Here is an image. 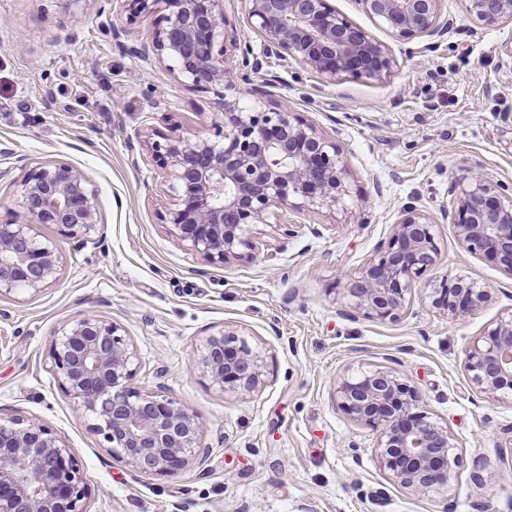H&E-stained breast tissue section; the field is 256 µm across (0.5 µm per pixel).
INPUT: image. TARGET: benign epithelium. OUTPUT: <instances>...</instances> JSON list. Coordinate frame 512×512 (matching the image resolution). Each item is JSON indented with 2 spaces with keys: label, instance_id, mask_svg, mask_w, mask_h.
Instances as JSON below:
<instances>
[{
  "label": "benign epithelium",
  "instance_id": "1",
  "mask_svg": "<svg viewBox=\"0 0 512 512\" xmlns=\"http://www.w3.org/2000/svg\"><path fill=\"white\" fill-rule=\"evenodd\" d=\"M129 22L157 14L151 43H137L112 10L97 15L124 53L145 65L170 62L178 82L206 87L218 98L222 121L215 138L162 134L148 143L167 174L171 193L168 224L184 248L222 266L256 257L253 229L292 224L285 213L331 208L350 194L349 171L340 150L314 124L288 109H267V91L242 87L226 66L241 51L242 66L257 73L270 57H289L326 82L343 74L379 79L394 60L368 31L336 11L330 0H248V21L263 39L260 54L241 46L225 28L224 0H128ZM363 11L394 38L441 36L442 0H358ZM466 12L483 26L512 22V0H465ZM27 223L0 224V298L40 292L55 284L63 259L41 239L37 224L85 238L102 223L97 184L62 160L38 161L19 182ZM455 208L444 213L460 244L479 252L512 276V193L470 170L449 186ZM432 222L410 207L388 244L360 274L341 282L349 306L379 322L396 321L417 280L437 262ZM434 307L458 321L490 300L489 288L465 277H444L433 289ZM123 327L88 312L56 332L51 356L60 387L92 421L110 454L142 475H170L191 460L204 465L203 424L190 409L132 384L136 354ZM212 385L223 392L254 388L262 357L233 330L206 340L198 360ZM464 370L481 392L512 396V314L475 337ZM338 406L375 431L381 464L392 481L415 493L439 488L462 464L454 438L421 405L418 394L390 368L359 372L335 388ZM88 488L78 477L64 439L33 419L0 418V512H86Z\"/></svg>",
  "mask_w": 512,
  "mask_h": 512
}]
</instances>
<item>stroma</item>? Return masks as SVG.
<instances>
[{
  "instance_id": "stroma-1",
  "label": "stroma",
  "mask_w": 512,
  "mask_h": 512,
  "mask_svg": "<svg viewBox=\"0 0 512 512\" xmlns=\"http://www.w3.org/2000/svg\"><path fill=\"white\" fill-rule=\"evenodd\" d=\"M332 4L389 48L390 74L328 84L270 58L248 78L335 138L350 195L296 224L256 226V260L216 266L175 241L165 171L140 142L173 129L213 136V91L119 50L96 0H0V164L15 168L0 181V222H27L17 181L24 163L42 160L85 171L104 222L85 239L38 226L64 263L55 286L0 300V417L33 418L65 438L91 490L87 512H512V400L481 393L462 367L473 339L512 313V276L464 250L442 216L451 179L472 167L512 187V22L489 29L464 0H442L451 25L429 50L394 39L358 0ZM411 206L433 222L437 266L398 320L346 313L337 280L357 276ZM445 276L486 284L489 302L448 319L431 297ZM89 311L123 326L139 358L135 386L206 424L204 466L141 475L89 430L50 354L57 329ZM225 328L263 358L252 390L222 392L197 364ZM379 367L397 369L452 433L462 465L444 487L416 494L393 483L375 432L338 406L340 379Z\"/></svg>"
}]
</instances>
